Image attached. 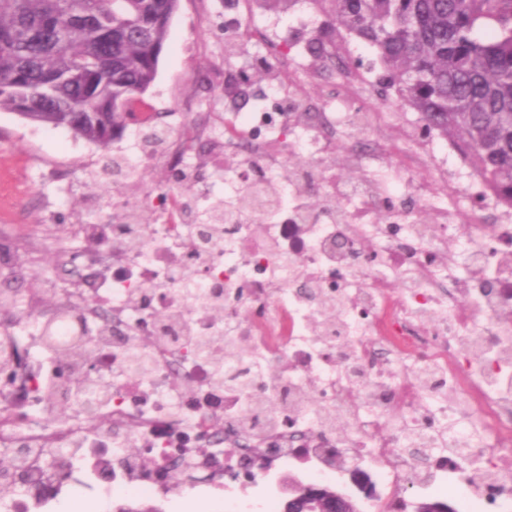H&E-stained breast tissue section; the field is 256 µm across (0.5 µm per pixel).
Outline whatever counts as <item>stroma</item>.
<instances>
[{"label":"stroma","instance_id":"stroma-1","mask_svg":"<svg viewBox=\"0 0 512 512\" xmlns=\"http://www.w3.org/2000/svg\"><path fill=\"white\" fill-rule=\"evenodd\" d=\"M228 9V0H180L155 82L146 95L157 115L176 121L182 115L203 112L211 125H219L229 83L239 72L254 74L258 62L267 58V46L260 40L238 39L236 52H228L224 32ZM265 20L304 42L316 37L323 24L306 0L289 11L266 12ZM261 74L266 80L272 77L268 70ZM106 152L68 129L50 128L0 111V170L10 172L31 193L17 208L18 224L0 223V282L11 265L22 264L27 273L21 288L41 294L49 303L57 299L54 271L61 248L49 236L38 252H25L17 242L19 225L61 227L78 219L92 223L101 211L129 201L139 212H146L143 195L162 183L164 169L146 172L133 187L111 175L99 182L87 166L104 160ZM62 483L63 492L51 512H69L73 506L79 512H116L122 505L154 506L160 512H225L224 500L217 496L183 491L145 499L116 489L90 493L76 487L67 475Z\"/></svg>","mask_w":512,"mask_h":512}]
</instances>
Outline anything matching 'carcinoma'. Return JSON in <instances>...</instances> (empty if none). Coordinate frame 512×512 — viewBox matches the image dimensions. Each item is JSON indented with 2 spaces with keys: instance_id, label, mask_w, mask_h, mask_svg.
<instances>
[{
  "instance_id": "carcinoma-1",
  "label": "carcinoma",
  "mask_w": 512,
  "mask_h": 512,
  "mask_svg": "<svg viewBox=\"0 0 512 512\" xmlns=\"http://www.w3.org/2000/svg\"><path fill=\"white\" fill-rule=\"evenodd\" d=\"M386 88L512 206V0H329ZM179 0H0V110L101 148L147 104ZM147 346L128 351L149 371Z\"/></svg>"
}]
</instances>
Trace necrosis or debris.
<instances>
[{
	"mask_svg": "<svg viewBox=\"0 0 512 512\" xmlns=\"http://www.w3.org/2000/svg\"><path fill=\"white\" fill-rule=\"evenodd\" d=\"M349 52L337 39L332 58L313 65L336 86L330 109L299 96L291 49L273 51L268 92L281 111L252 98L224 115L235 174L214 166L184 181V145L209 140L203 119L166 122L162 146L125 155V181L160 164L174 187L148 195L151 223L118 213L67 225L80 247L58 267L68 285L55 308L0 289L1 307L29 309L23 325L0 327L12 364L0 376V447L15 449V468L32 476L0 497V512L52 503L61 466L82 488L142 496L172 492L177 476L188 490L230 494L238 508L273 483L271 467L324 476L338 450L369 486L363 512H392L408 484L432 496L455 491L462 512H512V320L503 316L512 308V207L458 146L406 112L377 109L373 75L349 66ZM360 131L373 143L343 162L368 174L332 176L330 144ZM379 149L395 165L370 168ZM292 153L309 165L280 182ZM425 169L430 180L417 182ZM219 182L233 232L197 253ZM417 197L432 201L430 223L410 214ZM212 290L218 316L187 299ZM319 295L337 300L335 323ZM197 336L222 352L243 346L225 362L239 387L217 382L213 362L193 352ZM82 339L87 364L60 363L58 349ZM144 343L153 368L143 375L126 353ZM323 413L342 416L346 430L321 423ZM414 438L426 441L434 476L415 477L406 452Z\"/></svg>",
	"mask_w": 512,
	"mask_h": 512,
	"instance_id": "4bbe7bcc",
	"label": "necrosis or debris"
}]
</instances>
